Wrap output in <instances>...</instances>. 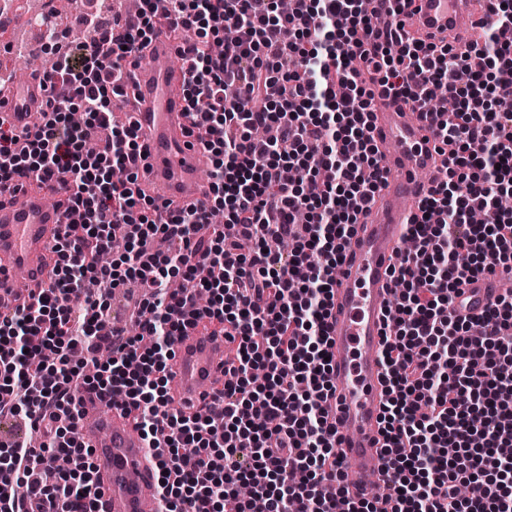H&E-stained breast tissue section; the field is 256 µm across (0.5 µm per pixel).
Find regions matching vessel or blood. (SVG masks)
<instances>
[{"label": "vessel or blood", "instance_id": "obj_1", "mask_svg": "<svg viewBox=\"0 0 512 512\" xmlns=\"http://www.w3.org/2000/svg\"><path fill=\"white\" fill-rule=\"evenodd\" d=\"M481 14L475 0H411L403 14L407 31L422 30L449 43L474 35ZM176 53L168 24L155 25L148 48L151 68H136L132 79L139 98L132 119L145 145L131 169L143 183H158L162 200L174 206H207L210 185L199 172L207 153L189 137L194 123L183 101L184 76L170 65ZM42 74L0 87V105L8 107L18 129L32 128L46 99ZM373 135L382 154L385 181L367 206L345 248V260L332 288L328 322L335 395L330 417L342 437L339 446L345 484L351 495L365 493L381 472L378 414L385 400V312L393 299L389 269L401 249L415 206L432 184L424 173L439 168L434 128L404 104L374 98ZM63 191L48 183L16 195L0 196V305L22 304L28 293L50 284L54 246L66 223ZM489 277L466 285L453 304L455 313L474 317L500 296ZM230 345L223 335L188 330L179 338L171 365V401L199 410L211 402L224 381V356ZM77 435L94 452L96 479L105 512H158L157 458L146 448L134 424L98 399H85Z\"/></svg>", "mask_w": 512, "mask_h": 512}]
</instances>
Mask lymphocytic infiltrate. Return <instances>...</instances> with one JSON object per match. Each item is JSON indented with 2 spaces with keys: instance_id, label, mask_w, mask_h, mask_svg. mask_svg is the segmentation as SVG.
Masks as SVG:
<instances>
[{
  "instance_id": "obj_1",
  "label": "lymphocytic infiltrate",
  "mask_w": 512,
  "mask_h": 512,
  "mask_svg": "<svg viewBox=\"0 0 512 512\" xmlns=\"http://www.w3.org/2000/svg\"><path fill=\"white\" fill-rule=\"evenodd\" d=\"M168 2L171 26L194 35L178 49L183 95L225 228L201 239L216 210L160 207L128 169L142 145L135 124L113 121L112 101L129 96L152 0L119 33L86 16V44L50 26L42 123L20 131L0 114V195L34 174L65 190L78 219L56 245L50 288L0 313V419L43 438L0 440L13 486L0 512H103L76 434L88 396L133 414L161 449L165 512H252L255 498L264 512H377L343 487L326 410L342 244L384 179L369 134L377 95L433 121L448 174L407 226L417 253L390 270L387 497L392 512H512V299L476 318L452 311L467 282L512 275V212L498 206L512 195V0H487L484 44L460 52L406 35V0L383 26L372 0H292L286 13L279 0ZM258 125L276 137L256 141ZM290 167L300 181L284 180ZM477 210L485 223H472ZM277 239L290 250L271 248ZM130 281L142 290L137 330L117 342L106 312ZM191 326L237 343L214 414L168 406L174 345Z\"/></svg>"
}]
</instances>
